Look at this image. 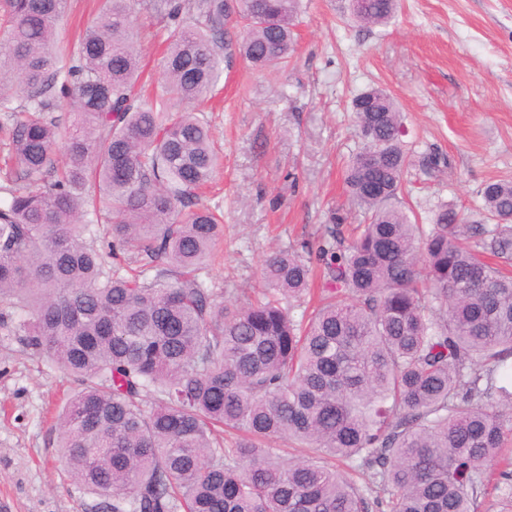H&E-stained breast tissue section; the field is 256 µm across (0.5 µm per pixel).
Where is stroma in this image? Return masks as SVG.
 Instances as JSON below:
<instances>
[{
    "instance_id": "obj_1",
    "label": "stroma",
    "mask_w": 512,
    "mask_h": 512,
    "mask_svg": "<svg viewBox=\"0 0 512 512\" xmlns=\"http://www.w3.org/2000/svg\"><path fill=\"white\" fill-rule=\"evenodd\" d=\"M347 0H302L287 66L253 70L226 59L209 117L223 157L206 202L224 212V238L204 277L226 298L264 287L274 250L306 254L347 211L344 169L362 147L351 100L379 86L409 130L407 200L440 202L480 220L479 190L512 180V0H398L392 21L347 22ZM143 76L159 83L166 22L134 7ZM446 158L432 169L431 155ZM76 386L0 313V512H97L58 459V411Z\"/></svg>"
}]
</instances>
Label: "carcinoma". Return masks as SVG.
Listing matches in <instances>:
<instances>
[{
	"instance_id": "1",
	"label": "carcinoma",
	"mask_w": 512,
	"mask_h": 512,
	"mask_svg": "<svg viewBox=\"0 0 512 512\" xmlns=\"http://www.w3.org/2000/svg\"><path fill=\"white\" fill-rule=\"evenodd\" d=\"M68 0H0V306L74 376L59 414L70 476L101 512H482L512 507V181L480 190L492 224L406 206L403 113L356 94L362 148L345 184L357 234L333 217L311 261L275 250L264 290L230 302L201 277L224 236L199 191L221 160L199 106L224 26L242 59L288 62L300 0H158L172 22L163 84L137 90L133 0H99L62 50ZM397 0H349L381 26ZM104 231L107 261L87 243ZM155 275H149L150 271ZM303 455L285 461L273 443ZM364 477L360 487L338 468Z\"/></svg>"
}]
</instances>
